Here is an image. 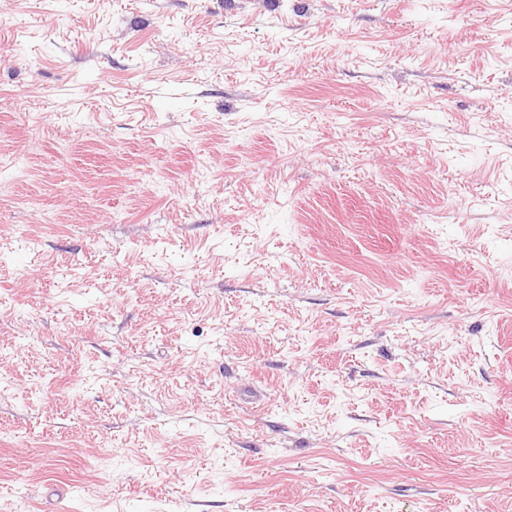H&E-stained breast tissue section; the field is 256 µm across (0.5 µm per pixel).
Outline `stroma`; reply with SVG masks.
I'll return each instance as SVG.
<instances>
[{
  "label": "stroma",
  "mask_w": 512,
  "mask_h": 512,
  "mask_svg": "<svg viewBox=\"0 0 512 512\" xmlns=\"http://www.w3.org/2000/svg\"><path fill=\"white\" fill-rule=\"evenodd\" d=\"M0 512H512V0H0Z\"/></svg>",
  "instance_id": "stroma-1"
}]
</instances>
